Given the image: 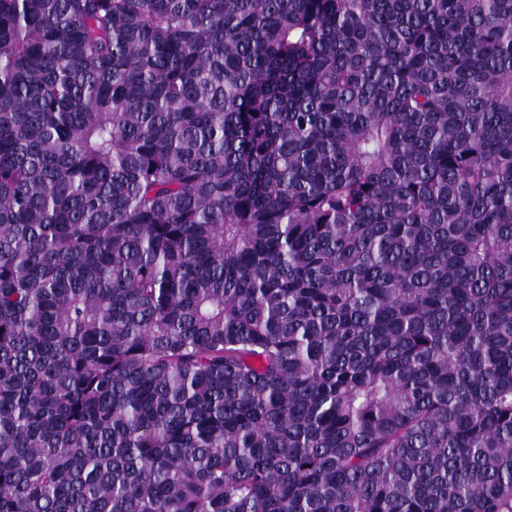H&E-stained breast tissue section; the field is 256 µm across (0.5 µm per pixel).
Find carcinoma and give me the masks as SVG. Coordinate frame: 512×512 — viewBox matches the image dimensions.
I'll return each mask as SVG.
<instances>
[{"mask_svg": "<svg viewBox=\"0 0 512 512\" xmlns=\"http://www.w3.org/2000/svg\"><path fill=\"white\" fill-rule=\"evenodd\" d=\"M0 512H512V0H0Z\"/></svg>", "mask_w": 512, "mask_h": 512, "instance_id": "1", "label": "carcinoma"}]
</instances>
